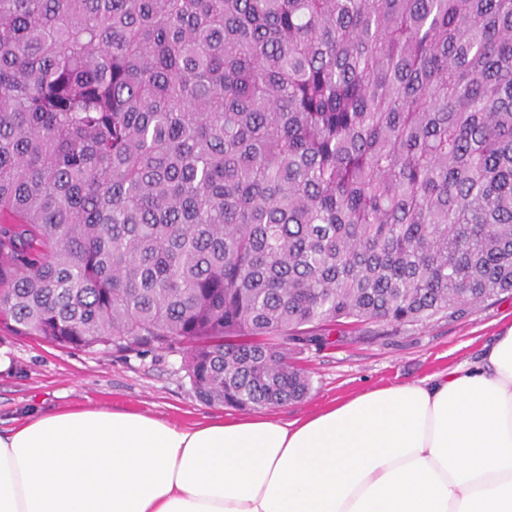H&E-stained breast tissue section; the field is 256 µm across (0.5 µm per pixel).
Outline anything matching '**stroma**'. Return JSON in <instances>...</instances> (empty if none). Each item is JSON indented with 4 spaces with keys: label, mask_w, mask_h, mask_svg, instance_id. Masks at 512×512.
<instances>
[{
    "label": "stroma",
    "mask_w": 512,
    "mask_h": 512,
    "mask_svg": "<svg viewBox=\"0 0 512 512\" xmlns=\"http://www.w3.org/2000/svg\"><path fill=\"white\" fill-rule=\"evenodd\" d=\"M511 325L512 296L504 294L458 318L437 315L404 326L370 323L352 336L338 328L332 344L323 347L288 343L289 360L306 369L311 388L303 400L267 414L303 418L339 397L448 370L477 359L484 345ZM0 355L10 360L0 372L1 433L25 414L82 406L129 410L182 426L237 414L196 397L180 352L62 347L0 326Z\"/></svg>",
    "instance_id": "stroma-1"
}]
</instances>
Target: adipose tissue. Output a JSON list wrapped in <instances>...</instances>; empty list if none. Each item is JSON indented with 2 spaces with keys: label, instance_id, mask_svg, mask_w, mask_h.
Wrapping results in <instances>:
<instances>
[{
  "label": "adipose tissue",
  "instance_id": "adipose-tissue-1",
  "mask_svg": "<svg viewBox=\"0 0 512 512\" xmlns=\"http://www.w3.org/2000/svg\"><path fill=\"white\" fill-rule=\"evenodd\" d=\"M0 512H512V327L290 422L27 415L0 433Z\"/></svg>",
  "mask_w": 512,
  "mask_h": 512
}]
</instances>
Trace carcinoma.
I'll return each mask as SVG.
<instances>
[{
  "label": "carcinoma",
  "instance_id": "cac0c4a2",
  "mask_svg": "<svg viewBox=\"0 0 512 512\" xmlns=\"http://www.w3.org/2000/svg\"><path fill=\"white\" fill-rule=\"evenodd\" d=\"M502 294L512 0H0L13 334L270 408L311 386L277 337Z\"/></svg>",
  "mask_w": 512,
  "mask_h": 512
}]
</instances>
